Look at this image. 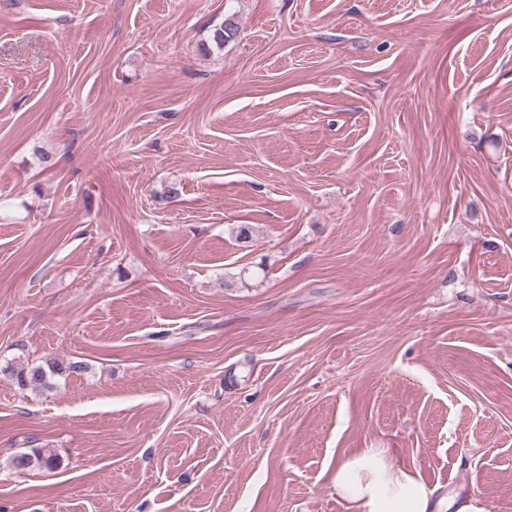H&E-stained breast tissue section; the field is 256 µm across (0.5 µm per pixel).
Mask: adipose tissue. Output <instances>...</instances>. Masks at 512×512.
Returning <instances> with one entry per match:
<instances>
[{"label": "adipose tissue", "instance_id": "obj_1", "mask_svg": "<svg viewBox=\"0 0 512 512\" xmlns=\"http://www.w3.org/2000/svg\"><path fill=\"white\" fill-rule=\"evenodd\" d=\"M331 482L345 512H490L481 495L441 493L416 469L390 462L384 448H361L338 458Z\"/></svg>", "mask_w": 512, "mask_h": 512}]
</instances>
